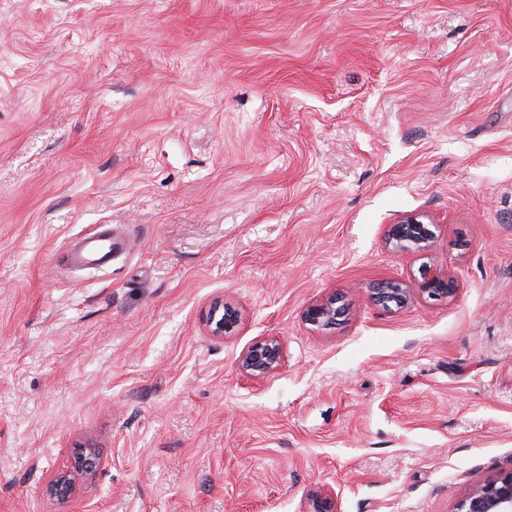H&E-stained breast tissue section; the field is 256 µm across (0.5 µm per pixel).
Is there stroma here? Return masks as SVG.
<instances>
[{
    "label": "stroma",
    "instance_id": "35a3bbf8",
    "mask_svg": "<svg viewBox=\"0 0 512 512\" xmlns=\"http://www.w3.org/2000/svg\"><path fill=\"white\" fill-rule=\"evenodd\" d=\"M412 212L457 292L388 310ZM510 473L512 0H0V512H456ZM424 214H409L400 217L393 224H388L386 240L394 248L425 256L433 247L434 232L422 221ZM124 244L121 236L100 231L88 233L77 238L70 247L71 261L77 265H104L111 261L112 252ZM372 289L373 299L387 309H391L392 306L396 308L403 307L414 290L413 288H407L399 281L393 280L381 282ZM347 312V305L342 297L331 294L310 304L304 311V319L307 323L329 328L343 318ZM284 346L279 337L265 336L248 346L240 357V368L251 379L277 371L283 363Z\"/></svg>",
    "mask_w": 512,
    "mask_h": 512
}]
</instances>
